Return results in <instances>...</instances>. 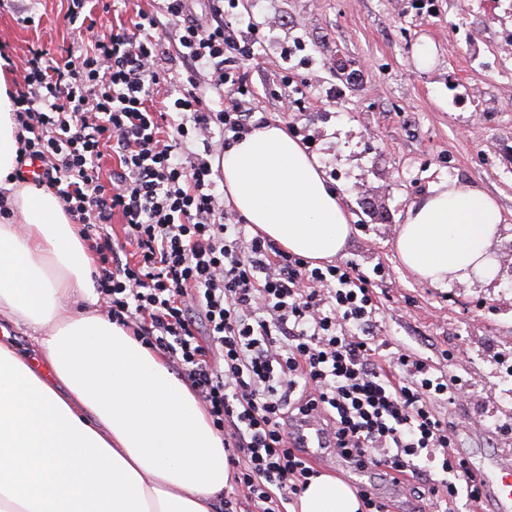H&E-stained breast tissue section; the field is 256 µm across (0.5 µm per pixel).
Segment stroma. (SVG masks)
Returning a JSON list of instances; mask_svg holds the SVG:
<instances>
[{
    "label": "stroma",
    "mask_w": 512,
    "mask_h": 512,
    "mask_svg": "<svg viewBox=\"0 0 512 512\" xmlns=\"http://www.w3.org/2000/svg\"><path fill=\"white\" fill-rule=\"evenodd\" d=\"M273 0L256 14L262 38L253 56L228 60L246 73L250 104L264 123L309 137L325 177L351 215L339 257L372 275L382 289L381 333L440 364L469 388L448 415L455 445L482 465L512 448V0ZM71 0H0V43L23 85L29 49L55 62L78 33L68 26ZM161 16L160 0H128L95 9V36L129 24L136 12ZM34 16L25 24L24 16ZM304 86L293 112L281 100ZM471 185L492 197L505 222L493 243L491 285L434 287L398 261L394 242L409 206L442 184ZM325 472L373 485L392 512H417L402 487L344 472L324 449Z\"/></svg>",
    "instance_id": "1"
}]
</instances>
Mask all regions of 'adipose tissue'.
Segmentation results:
<instances>
[{
    "instance_id": "1",
    "label": "adipose tissue",
    "mask_w": 512,
    "mask_h": 512,
    "mask_svg": "<svg viewBox=\"0 0 512 512\" xmlns=\"http://www.w3.org/2000/svg\"><path fill=\"white\" fill-rule=\"evenodd\" d=\"M11 75L0 69V318L35 356L0 341V512H215L231 483L224 440L187 385L97 303L93 257L44 187L10 175L21 143ZM224 191L262 236L312 264L341 254L350 215L286 128L252 130L221 160ZM501 208L455 182L412 203L394 247L437 286L492 280ZM356 488L314 477L293 512H362Z\"/></svg>"
}]
</instances>
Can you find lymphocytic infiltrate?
Segmentation results:
<instances>
[{"label":"lymphocytic infiltrate","mask_w":512,"mask_h":512,"mask_svg":"<svg viewBox=\"0 0 512 512\" xmlns=\"http://www.w3.org/2000/svg\"><path fill=\"white\" fill-rule=\"evenodd\" d=\"M162 2L170 39L140 12L132 26L68 48L64 64L30 50L14 97L25 132L15 178L41 162L40 185L97 254L92 278L108 318L168 357L223 434L237 487L224 512L245 501L288 512L316 476L289 445L296 414L328 420L337 455L357 469L427 485L422 512H454L461 493L474 510L481 485L454 455L444 411L462 396L461 379L401 346H371L381 299L356 265L311 266L224 209L214 149L253 129L247 83L224 62L253 55L242 33L254 31L264 0L245 9L212 0L206 19L194 0ZM172 50L182 72L171 83L159 62ZM164 83L176 97L158 112L150 101ZM107 148L118 159L108 173ZM117 215L134 256L104 231Z\"/></svg>","instance_id":"f902f5d3"}]
</instances>
